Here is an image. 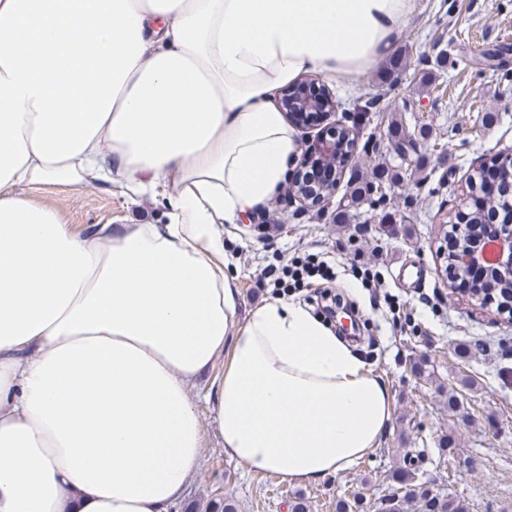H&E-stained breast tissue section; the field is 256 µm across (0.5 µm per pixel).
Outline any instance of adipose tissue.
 <instances>
[{
  "label": "adipose tissue",
  "mask_w": 512,
  "mask_h": 512,
  "mask_svg": "<svg viewBox=\"0 0 512 512\" xmlns=\"http://www.w3.org/2000/svg\"><path fill=\"white\" fill-rule=\"evenodd\" d=\"M412 0H0V512H170L224 452L316 483L373 452L387 386L303 306L238 314L224 227L297 151L275 104L358 80ZM120 187L165 223L75 229L26 190Z\"/></svg>",
  "instance_id": "1"
}]
</instances>
